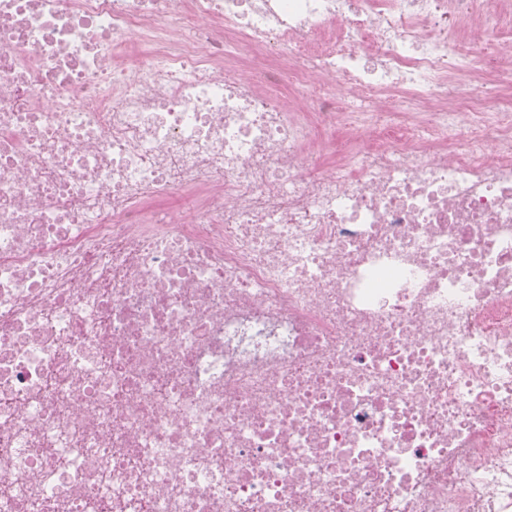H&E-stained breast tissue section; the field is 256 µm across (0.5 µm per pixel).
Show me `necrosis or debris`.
Masks as SVG:
<instances>
[{
    "label": "necrosis or debris",
    "instance_id": "4bbe7bcc",
    "mask_svg": "<svg viewBox=\"0 0 512 512\" xmlns=\"http://www.w3.org/2000/svg\"><path fill=\"white\" fill-rule=\"evenodd\" d=\"M0 444V512H512V0H0Z\"/></svg>",
    "mask_w": 512,
    "mask_h": 512
}]
</instances>
